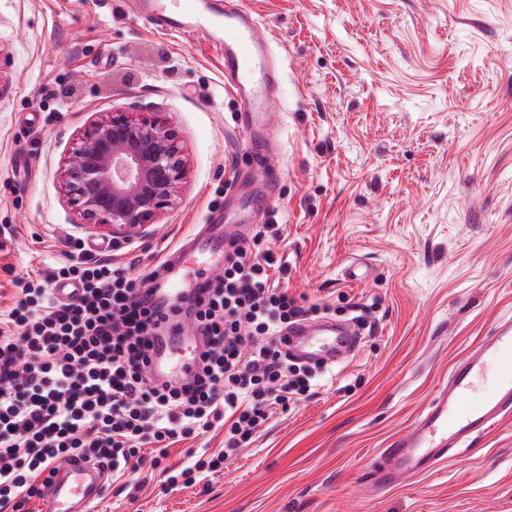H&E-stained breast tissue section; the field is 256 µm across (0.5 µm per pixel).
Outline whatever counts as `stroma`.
Listing matches in <instances>:
<instances>
[{
  "label": "stroma",
  "mask_w": 512,
  "mask_h": 512,
  "mask_svg": "<svg viewBox=\"0 0 512 512\" xmlns=\"http://www.w3.org/2000/svg\"><path fill=\"white\" fill-rule=\"evenodd\" d=\"M244 2L274 66L260 143L201 38L130 0H0V309L76 239L137 271L220 212L280 225L282 286L360 329L218 473L170 492L144 468L93 512H512V418L406 485L365 488L385 440L512 315V0ZM105 112L164 115L189 159L177 203L127 238L77 224L59 184Z\"/></svg>",
  "instance_id": "35a3bbf8"
}]
</instances>
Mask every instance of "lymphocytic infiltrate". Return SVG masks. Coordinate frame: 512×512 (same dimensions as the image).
Listing matches in <instances>:
<instances>
[{
  "label": "lymphocytic infiltrate",
  "instance_id": "obj_1",
  "mask_svg": "<svg viewBox=\"0 0 512 512\" xmlns=\"http://www.w3.org/2000/svg\"><path fill=\"white\" fill-rule=\"evenodd\" d=\"M279 237L270 224L236 241L223 273L183 310L149 303L161 265L134 275L79 240L66 259L16 279V300L0 312V512H23L51 464L75 456L117 478L146 466L167 490L191 486L308 392L312 370L282 347V331L306 310L271 279L288 270L270 247ZM67 281L81 292L62 301L53 287ZM185 321L203 346L197 368L180 384L153 379L155 337ZM219 429L222 454L178 473L168 465L172 446Z\"/></svg>",
  "mask_w": 512,
  "mask_h": 512
}]
</instances>
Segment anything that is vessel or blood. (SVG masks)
<instances>
[{
  "label": "vessel or blood",
  "instance_id": "1",
  "mask_svg": "<svg viewBox=\"0 0 512 512\" xmlns=\"http://www.w3.org/2000/svg\"><path fill=\"white\" fill-rule=\"evenodd\" d=\"M137 17L157 28L204 38L224 59L229 88L260 96L267 65L260 24L248 11L224 13L206 0H132ZM230 224H207L193 237L189 254L218 261L236 238ZM183 261L160 280V296L178 304L195 295L185 279ZM287 352L309 362L333 363L356 344L353 332L332 320L304 321L285 331ZM189 335L158 337L149 369L160 379L181 380L194 371ZM512 415V319L498 320L478 345L459 360L410 427L385 450L373 479L386 489L428 473L452 459ZM107 473L98 464L76 459L55 466L44 490L43 512H92L104 494Z\"/></svg>",
  "mask_w": 512,
  "mask_h": 512
}]
</instances>
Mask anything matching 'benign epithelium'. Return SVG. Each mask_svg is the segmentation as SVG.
Masks as SVG:
<instances>
[{"mask_svg":"<svg viewBox=\"0 0 512 512\" xmlns=\"http://www.w3.org/2000/svg\"><path fill=\"white\" fill-rule=\"evenodd\" d=\"M187 171L166 117L109 112L78 133L59 178L80 223L129 235L175 204Z\"/></svg>","mask_w":512,"mask_h":512,"instance_id":"1","label":"benign epithelium"}]
</instances>
